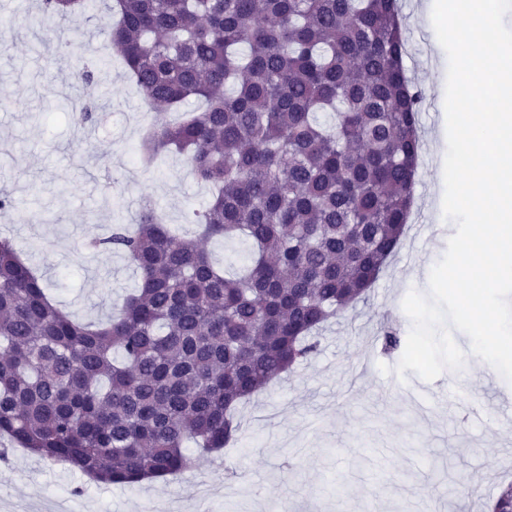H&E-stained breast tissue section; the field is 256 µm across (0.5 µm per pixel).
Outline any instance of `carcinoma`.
I'll return each instance as SVG.
<instances>
[{"instance_id": "cac0c4a2", "label": "carcinoma", "mask_w": 512, "mask_h": 512, "mask_svg": "<svg viewBox=\"0 0 512 512\" xmlns=\"http://www.w3.org/2000/svg\"><path fill=\"white\" fill-rule=\"evenodd\" d=\"M90 0H40L60 27ZM399 0H111L98 36L146 103L182 113L175 149L211 189L185 238L155 206L91 242L139 282L117 317L80 323L0 238V436L90 479L131 485L237 439L238 405L314 354L364 300L414 202L421 91ZM204 103L187 110L190 99ZM243 237L233 276L201 240ZM491 512H512V482Z\"/></svg>"}]
</instances>
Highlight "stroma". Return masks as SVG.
<instances>
[{
  "label": "stroma",
  "mask_w": 512,
  "mask_h": 512,
  "mask_svg": "<svg viewBox=\"0 0 512 512\" xmlns=\"http://www.w3.org/2000/svg\"><path fill=\"white\" fill-rule=\"evenodd\" d=\"M408 53L404 65L422 91L424 151L406 237L367 298L322 332L319 351L274 380L240 410L239 438L221 453H201L189 477L114 486L90 481L22 449L0 461V512H487L485 502L512 480V383L467 353L462 370L421 381L397 375L400 354H382L375 338L390 329L408 336L402 308L410 290L429 291L453 222L443 217L444 111L448 63L435 44L421 0H401ZM95 68L112 87L111 106L95 123L77 124L72 102L92 95L80 71ZM0 188L15 209L0 220L21 258L56 303L82 322L106 321L137 286L127 257L90 250L112 227H134L142 201L191 237L187 214L209 190L187 160L169 153L142 165L147 132L172 120L149 109L120 58L103 47L94 24L75 16L61 31L20 22L0 45ZM481 397L486 413L468 417L442 407L451 385Z\"/></svg>",
  "instance_id": "1"
}]
</instances>
